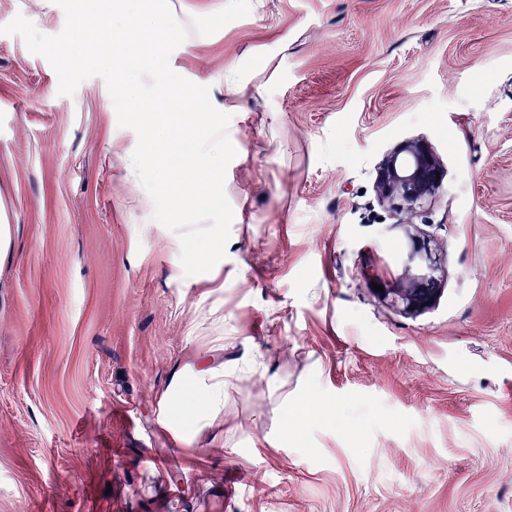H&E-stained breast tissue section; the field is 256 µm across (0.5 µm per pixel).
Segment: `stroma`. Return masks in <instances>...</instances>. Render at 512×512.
<instances>
[{"instance_id":"35a3bbf8","label":"stroma","mask_w":512,"mask_h":512,"mask_svg":"<svg viewBox=\"0 0 512 512\" xmlns=\"http://www.w3.org/2000/svg\"><path fill=\"white\" fill-rule=\"evenodd\" d=\"M18 16L65 25L0 0ZM170 66L214 104L228 68L250 81L221 117L226 256L189 278L105 80L60 95L0 33V512H512V0H251ZM416 137L443 190L403 225L375 168ZM413 227L442 290L407 312L386 290ZM218 336L281 391L251 376L194 438L162 428Z\"/></svg>"}]
</instances>
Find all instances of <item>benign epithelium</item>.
<instances>
[{
	"mask_svg": "<svg viewBox=\"0 0 512 512\" xmlns=\"http://www.w3.org/2000/svg\"><path fill=\"white\" fill-rule=\"evenodd\" d=\"M441 167L427 141L406 139L386 152L376 170L378 199L396 215H413L436 198L443 178L436 176ZM412 248L401 260L403 273L389 289L393 301L408 311L431 304L441 291L440 262L429 241L411 236Z\"/></svg>",
	"mask_w": 512,
	"mask_h": 512,
	"instance_id": "obj_1",
	"label": "benign epithelium"
}]
</instances>
